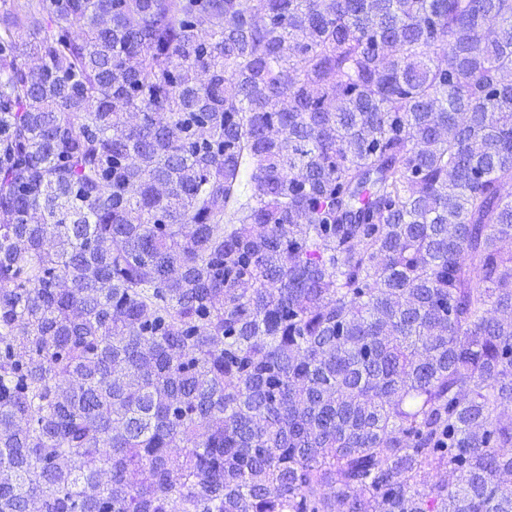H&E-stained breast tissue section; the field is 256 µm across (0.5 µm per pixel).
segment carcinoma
Wrapping results in <instances>:
<instances>
[{
    "label": "carcinoma",
    "instance_id": "obj_1",
    "mask_svg": "<svg viewBox=\"0 0 512 512\" xmlns=\"http://www.w3.org/2000/svg\"><path fill=\"white\" fill-rule=\"evenodd\" d=\"M510 19L11 0L0 512H512Z\"/></svg>",
    "mask_w": 512,
    "mask_h": 512
}]
</instances>
